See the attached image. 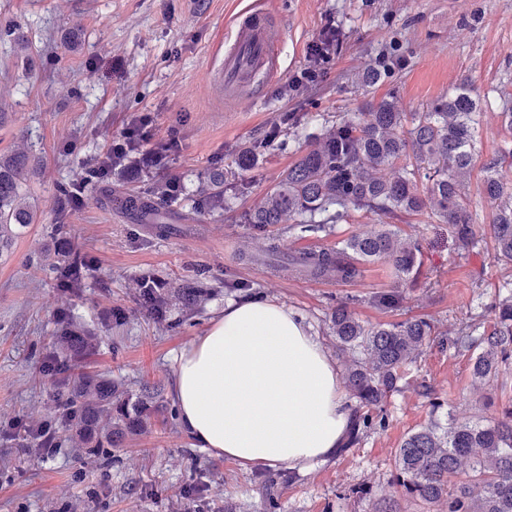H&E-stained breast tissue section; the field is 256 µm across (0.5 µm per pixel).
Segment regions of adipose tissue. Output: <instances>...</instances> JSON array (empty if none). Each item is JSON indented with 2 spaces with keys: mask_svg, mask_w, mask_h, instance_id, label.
Listing matches in <instances>:
<instances>
[{
  "mask_svg": "<svg viewBox=\"0 0 512 512\" xmlns=\"http://www.w3.org/2000/svg\"><path fill=\"white\" fill-rule=\"evenodd\" d=\"M172 395L199 447L247 470L309 469L349 428L334 362L301 317L271 300L225 303L176 356Z\"/></svg>",
  "mask_w": 512,
  "mask_h": 512,
  "instance_id": "adipose-tissue-1",
  "label": "adipose tissue"
}]
</instances>
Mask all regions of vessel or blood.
Returning a JSON list of instances; mask_svg holds the SVG:
<instances>
[{
	"mask_svg": "<svg viewBox=\"0 0 512 512\" xmlns=\"http://www.w3.org/2000/svg\"><path fill=\"white\" fill-rule=\"evenodd\" d=\"M285 31L265 12L244 9L224 47L217 81L227 102L256 96L260 79H275Z\"/></svg>",
	"mask_w": 512,
	"mask_h": 512,
	"instance_id": "obj_1",
	"label": "vessel or blood"
}]
</instances>
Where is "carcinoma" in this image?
I'll list each match as a JSON object with an SVG mask.
<instances>
[{"instance_id":"carcinoma-1","label":"carcinoma","mask_w":512,"mask_h":512,"mask_svg":"<svg viewBox=\"0 0 512 512\" xmlns=\"http://www.w3.org/2000/svg\"><path fill=\"white\" fill-rule=\"evenodd\" d=\"M477 112L478 100L467 82L408 115L391 100L369 101L328 124L245 214V221L292 220L302 234L327 237L352 210L393 219L420 212L430 203L433 215L450 227L458 250L467 251L475 242L467 186L478 157ZM267 147L268 140L262 139L243 150L240 166H253ZM508 159L512 161V148L482 163V191L495 208V258L512 262V181L501 176ZM384 168L393 169L392 177L374 176ZM33 171L24 153L0 150V251L12 245L19 229L38 221L36 206L22 193ZM421 180L424 194L418 189ZM375 260L390 262L398 280L376 302L395 309L402 299L400 284L417 269L418 255L400 241L394 224L354 236L336 251L305 254L297 264L313 276L351 280L359 275L358 264ZM146 281L154 278L144 275L133 288L142 307L159 322L173 303L191 306L201 297V291L190 286L141 287ZM354 303L353 297L337 299L329 319L338 346L355 356L347 386L357 406L341 452L359 444L365 433L385 427L389 394L398 389L405 367L417 359L436 329L425 319L369 326L351 310ZM488 311L494 314L490 328L480 329L484 314L472 315L460 323L451 341L458 350L482 347L471 358V374L478 383L490 382L512 361V289ZM53 345V356L77 359L92 356L98 348L94 332L64 320ZM159 414L155 390L143 387L130 393L110 379L81 375L66 393L60 426L94 459L101 449L117 447L129 435L150 433ZM392 485L401 496L431 504L434 512H512V402L493 420L450 415L446 427L431 422L408 435L396 451Z\"/></svg>"}]
</instances>
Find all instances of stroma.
<instances>
[{"instance_id": "obj_1", "label": "stroma", "mask_w": 512, "mask_h": 512, "mask_svg": "<svg viewBox=\"0 0 512 512\" xmlns=\"http://www.w3.org/2000/svg\"><path fill=\"white\" fill-rule=\"evenodd\" d=\"M252 3L286 31L282 71L261 89L266 107L249 99L228 106L215 85L217 41ZM330 22L340 43L325 77L291 90L309 64V44ZM20 37L29 46L27 64L16 54ZM366 61L383 73L371 88L359 76ZM464 79L482 97L480 158L512 147L501 117L503 100L512 98V0H0V92H9L11 104L0 122V149L27 152L42 167L26 185L40 221L0 256V512H68L77 499L85 512H374L377 499L394 496L395 453L408 434L432 420L447 424L452 413L496 416L512 401V368L476 383L470 352L433 340L389 395L385 428L283 483L280 469L246 470L197 447L171 397L178 352L203 335L225 302L246 295L302 315L342 375L352 355L336 349L329 329L336 299L359 297L355 313L370 324L426 318L450 335L459 320L503 295L512 262L495 258L493 210L477 168L468 187L476 234L469 254H458L447 225L426 213L397 218L402 241L419 246L420 266L394 312L372 301L394 284L387 261L362 266L351 281L314 279L288 266L300 251L332 249L377 230L378 216L351 212L326 239L244 221L325 122L384 98L399 111L419 112ZM141 111L156 113L160 129L180 131L172 166L181 195L161 202L150 183L132 186L114 176L90 184L81 206L62 205L60 189L92 164L128 113ZM288 112L307 113L305 130H282L254 168L240 169L239 151ZM210 181L243 182L249 190L226 193L223 208L213 210L202 194ZM138 205L156 207L158 223H141ZM63 237L89 260L73 289L65 287L62 267L45 262ZM145 273L203 289L200 306L174 305L158 323L134 294ZM64 317L99 339L97 354L80 369L135 389L158 387L165 407L151 434L92 466L67 433L46 456L24 431L29 421L61 412V395L79 369L48 367ZM423 383L440 408L421 394ZM366 485L372 495L360 494Z\"/></svg>"}]
</instances>
